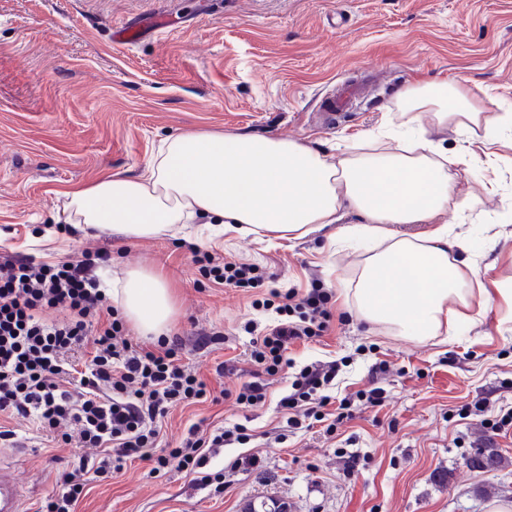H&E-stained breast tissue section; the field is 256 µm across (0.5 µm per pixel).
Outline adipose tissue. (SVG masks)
<instances>
[{"instance_id":"ef3b65f1","label":"adipose tissue","mask_w":512,"mask_h":512,"mask_svg":"<svg viewBox=\"0 0 512 512\" xmlns=\"http://www.w3.org/2000/svg\"><path fill=\"white\" fill-rule=\"evenodd\" d=\"M404 137L398 151L346 153L327 163L292 140L240 133L187 131L162 142L134 176L112 173L86 188L66 191L75 221L128 239L176 234L179 225L202 224L208 239L233 233L269 241L305 236L359 215L349 236L383 241L365 261L354 292L362 317L400 335L422 340L449 333L457 321L503 302L512 308V284L472 286V264L450 258L465 241L445 223L464 215L470 200L453 194L450 166L488 167L512 113L489 120L463 81L415 83L396 103ZM464 132L480 126L478 149H441L432 128ZM389 224H426L424 236L391 237ZM113 300L142 333L161 334L174 314L165 275L126 270Z\"/></svg>"}]
</instances>
